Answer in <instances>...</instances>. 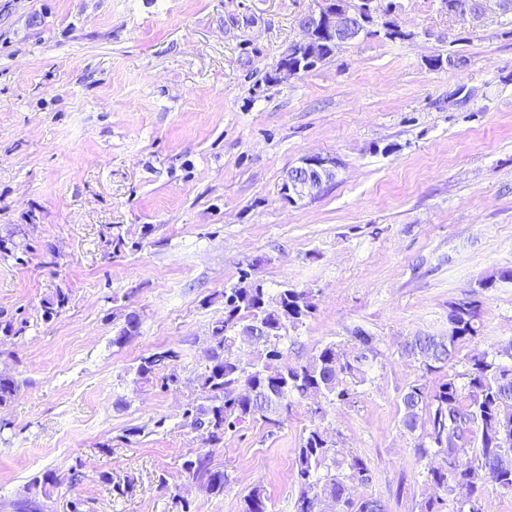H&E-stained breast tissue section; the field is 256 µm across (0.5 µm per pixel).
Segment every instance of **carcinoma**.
<instances>
[{
    "instance_id": "obj_1",
    "label": "carcinoma",
    "mask_w": 512,
    "mask_h": 512,
    "mask_svg": "<svg viewBox=\"0 0 512 512\" xmlns=\"http://www.w3.org/2000/svg\"><path fill=\"white\" fill-rule=\"evenodd\" d=\"M500 283H512V269L483 277L470 296L448 302L452 336H413L404 344V353L420 359L430 372L448 367L460 348L478 335L480 297ZM312 299V291L286 286L274 293L261 284L224 289V319L215 322L210 341L201 351V402L189 405L183 413L186 425L199 433L205 445L222 444L227 432L246 422L280 426L292 403L309 399L312 391L329 402H343L349 398L350 387L365 382L374 359L375 339L361 328L351 332L354 345L350 350L329 343L303 363L288 362L289 331L312 314ZM139 327V316L126 314L112 344L123 346L138 335ZM255 327L264 330V335L256 337L262 350L245 360L239 355V332ZM177 358L172 349H157L140 358L135 375L144 381L159 375L163 381L175 382V374L166 370ZM467 363L465 387L458 386L455 376L445 374L433 388L419 383L409 386L401 399L403 428L411 433L421 431L420 456L432 455L438 460L427 469V480L442 495L422 502L419 512H467L468 498L481 497L488 482L512 494V472L499 469L500 456H512V358H503L496 351L474 350ZM16 392L15 380L0 374V407L12 401ZM310 414L311 424L296 449L298 495L293 512H319V503L327 497L342 499V512H387L386 503L372 495L365 497L370 505L367 511L364 505L347 499L346 482L367 484L370 470L358 456H339L336 442L325 436L322 406L311 408ZM210 457L206 452L187 459L182 470L193 479L206 478L207 489L221 494L228 477L210 468ZM63 483L64 479L50 472L33 477L32 496L16 502L15 512H44L39 495L45 496L47 489ZM268 501L265 490L255 487L245 496L243 512H268Z\"/></svg>"
}]
</instances>
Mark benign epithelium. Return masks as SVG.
<instances>
[{
  "label": "benign epithelium",
  "instance_id": "1",
  "mask_svg": "<svg viewBox=\"0 0 512 512\" xmlns=\"http://www.w3.org/2000/svg\"><path fill=\"white\" fill-rule=\"evenodd\" d=\"M316 7L302 15L300 27L305 39L299 43L303 49L317 43L331 44L339 35H345L352 42L364 37L368 30H375L379 18L374 0H315ZM486 10L477 4L467 2L451 8V14L458 17L469 16L474 20L482 18ZM316 61L315 54L297 52L276 62L273 74L282 82L301 72L307 63ZM336 158L311 155L301 159L299 172L287 175L283 180L282 195L293 203L310 197L320 191L334 177Z\"/></svg>",
  "mask_w": 512,
  "mask_h": 512
}]
</instances>
